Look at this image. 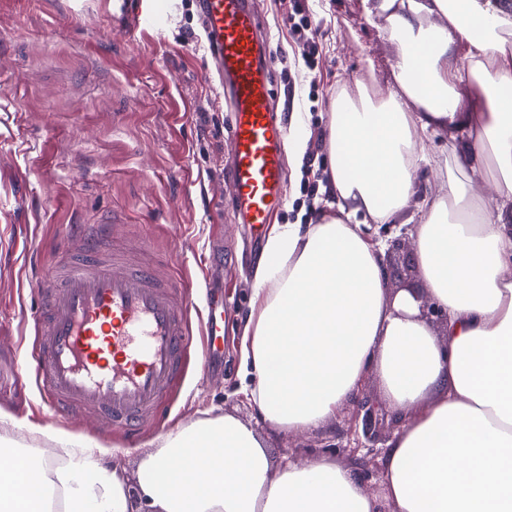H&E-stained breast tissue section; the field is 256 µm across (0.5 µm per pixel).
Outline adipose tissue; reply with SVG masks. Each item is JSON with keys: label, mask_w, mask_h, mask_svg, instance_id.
Instances as JSON below:
<instances>
[{"label": "adipose tissue", "mask_w": 512, "mask_h": 512, "mask_svg": "<svg viewBox=\"0 0 512 512\" xmlns=\"http://www.w3.org/2000/svg\"><path fill=\"white\" fill-rule=\"evenodd\" d=\"M400 47L398 87L380 101L337 97L329 114L335 214L269 233L241 341L263 423L314 430L376 376L402 423L382 455L392 512H512V0H362ZM445 24L423 26V17ZM459 131L448 197L421 198L418 149ZM496 174L494 206L474 183ZM417 203L413 258L424 299L390 293L369 224ZM445 316L435 334L420 315ZM65 455L18 494L0 465V512H377L353 466L275 463L264 437L230 414L146 444L136 484L99 445L30 426Z\"/></svg>", "instance_id": "obj_1"}]
</instances>
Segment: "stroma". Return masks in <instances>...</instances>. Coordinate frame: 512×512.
I'll list each match as a JSON object with an SVG mask.
<instances>
[{
	"label": "stroma",
	"instance_id": "stroma-1",
	"mask_svg": "<svg viewBox=\"0 0 512 512\" xmlns=\"http://www.w3.org/2000/svg\"><path fill=\"white\" fill-rule=\"evenodd\" d=\"M162 32L115 27V0H0V412L111 449L113 466L135 476L139 448L206 411L254 424L274 461L320 455L356 464L366 490L382 494L381 451L398 427L385 418L362 446L355 403L319 429H268L245 391L240 337L266 240L239 223L235 188L222 177L233 154V114L205 74L196 0H158ZM273 62L277 118L302 123V156L287 155L277 224H306L328 210L324 192L329 112L363 78L395 83L397 44L361 0H257ZM308 16L312 27L293 30ZM115 219L127 246L181 275L197 304L224 305V340L203 368L197 310L186 378L165 399V420H145L136 445L99 418L42 405L26 369L41 307L33 272L67 260L73 224Z\"/></svg>",
	"mask_w": 512,
	"mask_h": 512
}]
</instances>
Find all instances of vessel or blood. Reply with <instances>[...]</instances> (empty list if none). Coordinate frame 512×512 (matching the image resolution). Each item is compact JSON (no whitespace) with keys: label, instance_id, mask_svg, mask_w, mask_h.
<instances>
[{"label":"vessel or blood","instance_id":"vessel-or-blood-1","mask_svg":"<svg viewBox=\"0 0 512 512\" xmlns=\"http://www.w3.org/2000/svg\"><path fill=\"white\" fill-rule=\"evenodd\" d=\"M131 27L158 28L162 11L119 0ZM209 77L223 83L234 114L230 176L244 223L264 227L282 208L288 131L272 105L266 31L254 0H198ZM108 224L71 227L70 261L41 281V336L27 362L43 403L59 413L103 414L133 436L141 421L161 416L164 395L180 383L193 343L189 302L175 276L128 259L120 245L103 249ZM208 343L224 334V315L201 314Z\"/></svg>","mask_w":512,"mask_h":512}]
</instances>
